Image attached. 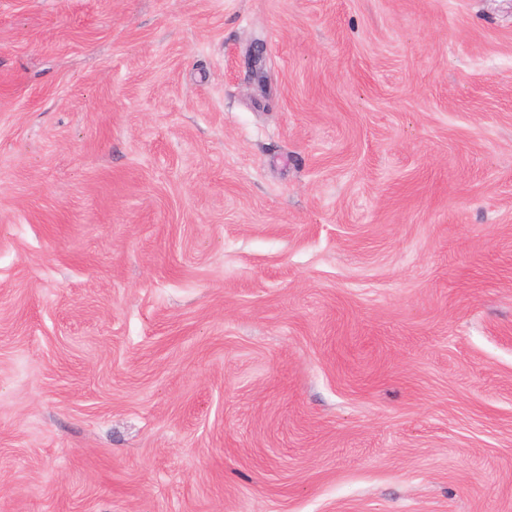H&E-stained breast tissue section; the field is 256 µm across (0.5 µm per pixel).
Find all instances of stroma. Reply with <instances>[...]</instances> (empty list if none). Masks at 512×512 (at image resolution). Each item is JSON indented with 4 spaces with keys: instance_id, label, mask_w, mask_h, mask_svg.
<instances>
[{
    "instance_id": "stroma-1",
    "label": "stroma",
    "mask_w": 512,
    "mask_h": 512,
    "mask_svg": "<svg viewBox=\"0 0 512 512\" xmlns=\"http://www.w3.org/2000/svg\"><path fill=\"white\" fill-rule=\"evenodd\" d=\"M0 512H512V0H0Z\"/></svg>"
}]
</instances>
